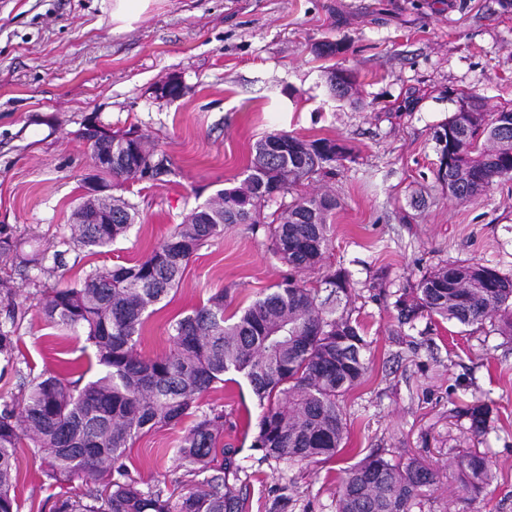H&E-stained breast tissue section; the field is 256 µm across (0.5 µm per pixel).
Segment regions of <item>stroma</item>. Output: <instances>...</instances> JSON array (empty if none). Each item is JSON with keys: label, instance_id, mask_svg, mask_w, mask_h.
Instances as JSON below:
<instances>
[{"label": "stroma", "instance_id": "35a3bbf8", "mask_svg": "<svg viewBox=\"0 0 512 512\" xmlns=\"http://www.w3.org/2000/svg\"><path fill=\"white\" fill-rule=\"evenodd\" d=\"M112 0H0V234L24 251L64 254L25 271L0 264L12 290L0 300L22 311L18 370L0 376V403L21 394V379L68 372L91 380L103 371L95 349L47 322L38 300L57 282H80L95 267L145 258L198 205L237 185L255 143L275 131L345 141L351 159L335 176L302 181L301 194L329 193L338 207L321 267L299 272L316 285L345 269L350 309L369 347L361 385L341 402L349 446L317 463H279L253 446L260 408L242 375L215 384L200 411L224 414L218 445L242 471L232 487L244 512H335L339 477L373 450L415 457L439 473L420 512H512V338L492 325L475 333L420 316L400 324L395 301L447 262L477 259L512 276V179L476 200L450 197L436 179L435 130L456 112L461 93L478 91L486 111L512 105V6L505 0H151L130 25L111 21ZM325 41L341 54L318 57ZM352 73L353 99L332 94L326 71ZM185 87L176 100L161 84ZM149 134L172 162L171 174L115 182L134 203L137 224L101 251L74 247L71 214L96 165L80 137L87 124ZM290 272L271 249L264 224H237L207 241L178 287L155 305L138 350L164 354L168 328L227 293L228 312L263 297ZM492 408L486 434L465 411ZM190 420L144 429L123 461L143 490L199 483L175 449ZM486 453L495 478L470 501L454 460ZM19 512H52L79 482L51 483L40 455L21 447Z\"/></svg>", "mask_w": 512, "mask_h": 512}]
</instances>
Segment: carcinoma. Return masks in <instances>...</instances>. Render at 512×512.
Instances as JSON below:
<instances>
[{"mask_svg": "<svg viewBox=\"0 0 512 512\" xmlns=\"http://www.w3.org/2000/svg\"><path fill=\"white\" fill-rule=\"evenodd\" d=\"M329 82L337 97L352 95L351 74L334 70ZM462 102L474 111L456 112L439 126L448 140L436 145L437 180L452 197L476 199L495 180L512 178V107L485 112L477 93ZM112 140L124 159L100 168V184L109 186V177L157 178L171 171L170 159L150 142L140 144L125 133ZM351 154L352 148L336 139L270 133L256 143L246 177L197 206L194 223L177 225L145 259L95 268L76 286L59 283L44 292L39 304L46 320L83 330L104 372L84 385L50 374L32 384L18 406L0 410V512H18L16 454L25 440L44 454L48 478L85 481L81 497L59 501L56 512H243V501L225 475L211 476L206 488L174 504L161 489L143 491L119 464L140 431L193 414L201 395L231 372L246 377L258 400L253 447L265 456L319 461L344 448L349 429L340 402L367 373L362 351L368 342L349 316H334V297H347L352 288L342 269L324 275L316 287L289 276L238 317L225 315L227 294L220 293L170 324L164 354L146 359L137 346L144 314L179 285L202 244L232 224L259 223L270 186L290 195L300 181L329 172ZM336 207V198L326 193L292 198L272 214L274 253L295 271L316 266L328 248V216ZM108 217L110 224H72V243L106 248L136 223L139 212L114 195ZM46 259L44 252L25 254L19 242L0 237L3 262L41 268ZM414 290L416 303L396 301L407 323L425 312L482 329L495 318L500 333L512 338V277L487 264L448 262L424 274ZM16 331L10 310L0 322V360L7 366L14 364ZM490 413L486 403L467 409L472 432H487ZM223 431L224 414L196 416L176 448L182 466L195 474L208 471ZM455 465L474 501L494 479L489 459L476 450L459 455ZM437 478L416 459L396 462L372 453L341 477L336 512H412L422 489Z\"/></svg>", "mask_w": 512, "mask_h": 512, "instance_id": "1", "label": "carcinoma"}]
</instances>
